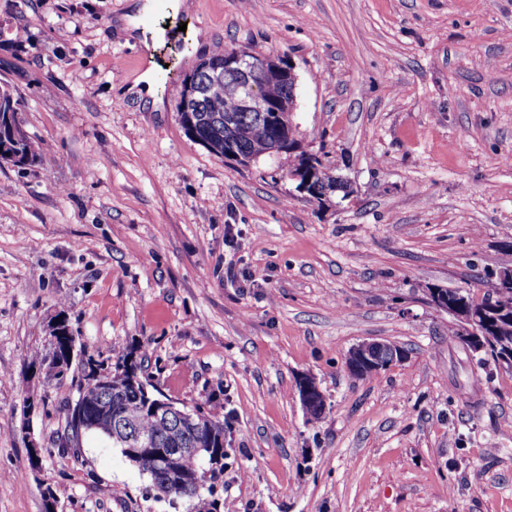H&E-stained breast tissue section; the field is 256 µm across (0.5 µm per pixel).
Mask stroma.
I'll return each mask as SVG.
<instances>
[{
	"label": "stroma",
	"mask_w": 512,
	"mask_h": 512,
	"mask_svg": "<svg viewBox=\"0 0 512 512\" xmlns=\"http://www.w3.org/2000/svg\"><path fill=\"white\" fill-rule=\"evenodd\" d=\"M127 3L0 0V84L43 147L0 162V512H188L96 435L53 447L74 392L31 356L59 313L223 418L220 512H512V369L450 345L428 296L512 267V0H186L151 12L147 53L114 28ZM241 47L290 60L301 148L348 193L318 203L292 156L240 167L182 127L199 59ZM149 67L161 112L123 93ZM366 339L408 357L354 378ZM298 383L299 397L306 414L310 416L311 412L319 413L321 410L324 414L327 409L326 399L314 378L309 375H302L299 377ZM310 393H313V396L309 398Z\"/></svg>",
	"instance_id": "35a3bbf8"
}]
</instances>
